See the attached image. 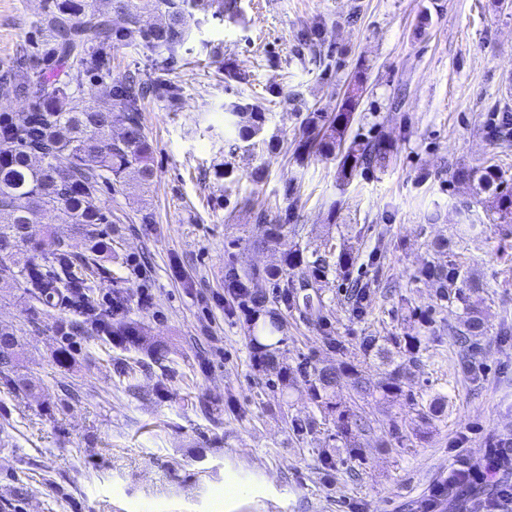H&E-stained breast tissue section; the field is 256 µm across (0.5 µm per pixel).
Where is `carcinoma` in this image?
Masks as SVG:
<instances>
[{"label": "carcinoma", "instance_id": "carcinoma-1", "mask_svg": "<svg viewBox=\"0 0 512 512\" xmlns=\"http://www.w3.org/2000/svg\"><path fill=\"white\" fill-rule=\"evenodd\" d=\"M108 2L111 11L97 13L90 9L88 0H54L49 31L62 56L74 63L75 81L84 72L100 70L116 46L145 45L172 58L190 38L191 17L184 0ZM146 13L158 15L159 22L144 26L142 17ZM301 43L311 61L321 58L316 30L302 31ZM361 87V78H355L351 92L332 117L309 113L294 149L300 163L313 156L338 159L337 180L346 185L358 173L384 166L390 160V146L383 140H347ZM104 93L112 98V108L105 111L83 103L70 86H62L41 99L22 119L0 122V279L30 289L47 309L65 299L79 308L97 331L132 344L137 339L136 329L112 313L99 312L93 286L80 281L71 270L61 241L47 232L36 243L40 248L48 240L54 247L53 257L60 262V272L54 277L14 251L16 240L33 239L32 225L42 212L52 211L59 223L88 232L97 224L109 223L99 204L102 186L127 181L142 187L152 184L155 173L142 124V102L148 97L173 101L176 87L159 76L137 71L117 84L105 85ZM224 108L240 141L262 150L278 148V143L263 136L266 116L258 106L239 100L225 103ZM456 176L472 182L476 194L491 198L498 223L512 224V190L498 165L462 168ZM256 229L254 243L285 246L280 262L263 271L235 273L227 287L247 296L250 281L283 278L281 298L288 307L299 310L307 321L325 327L328 318L318 282L334 271L347 280L353 314H364L370 285L350 279L355 260L352 252L340 249L334 263L316 250L307 255L297 245H288V234L296 232V225L274 224L263 210L257 215ZM432 249L434 260L420 270V275L437 289L439 300L462 306L465 319L455 336L465 345L486 333L485 314L470 302L471 294L482 285L470 270L448 260V241L438 240ZM279 332V325L272 319L257 328L252 340L258 348L268 350L281 342ZM423 340L422 336H367L362 340V361L377 359L388 366L385 382L377 387L352 363L312 368L307 379L310 399L321 413L334 417L336 437L343 447H357V439L372 430L373 424L353 406L336 400V388L348 385L362 399L377 396L386 402L394 400L402 395L408 376L420 363ZM17 346L14 333L0 329V375L5 379L14 367Z\"/></svg>", "mask_w": 512, "mask_h": 512}]
</instances>
